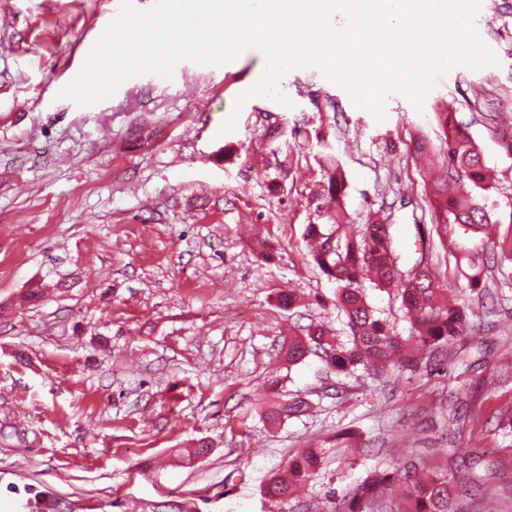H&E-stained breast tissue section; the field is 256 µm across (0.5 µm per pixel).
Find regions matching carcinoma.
Wrapping results in <instances>:
<instances>
[{
    "label": "carcinoma",
    "mask_w": 512,
    "mask_h": 512,
    "mask_svg": "<svg viewBox=\"0 0 512 512\" xmlns=\"http://www.w3.org/2000/svg\"><path fill=\"white\" fill-rule=\"evenodd\" d=\"M444 131L446 144L442 172L430 180L429 199L436 223L452 224L463 232H478L486 224L507 227L492 243L491 250L507 258L512 255V204L488 203L482 194L487 189V170L480 149L468 127L455 119L453 112L436 113ZM333 172L315 199L319 222L306 225V237L316 241L313 263L336 283V308L347 319L350 339L346 342L327 335L323 326L309 325L303 333L283 338L279 352L289 364H296L310 354L321 357L328 370L347 375L357 367L385 372L387 367L412 368L418 365L424 351L442 348L467 333L472 325L468 315L454 299L440 298L430 268L404 273L395 263L393 240L383 229V221H368L357 237L340 233L339 221L327 214L329 203L340 200L344 179ZM379 288H393L397 299L412 323L413 336H398L386 320L375 315L368 304L362 281ZM269 391L265 418L270 423L284 422L303 415L309 404L305 399H284L279 392V379L267 380ZM325 460V448H311L302 462L291 463L288 478L274 474L263 488L271 504L279 508L293 499L295 487L311 480ZM406 486V512H457L454 484L448 467L436 466L420 472L412 462L404 470H374L336 506L342 512H391L388 496L394 484Z\"/></svg>",
    "instance_id": "cac0c4a2"
}]
</instances>
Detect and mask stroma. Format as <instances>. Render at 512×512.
I'll use <instances>...</instances> for the list:
<instances>
[{"label":"stroma","mask_w":512,"mask_h":512,"mask_svg":"<svg viewBox=\"0 0 512 512\" xmlns=\"http://www.w3.org/2000/svg\"><path fill=\"white\" fill-rule=\"evenodd\" d=\"M119 7L0 0V512L42 498L52 512H269L270 475L344 432L355 447L328 452L296 495L309 512L416 457L464 493L480 481L463 512H512V262L492 266L488 232L434 223L427 196L445 150L435 115L450 110L492 197L512 199V0H481L476 19L499 66L452 68L419 108L391 95L381 122L315 66L281 79L287 103L250 95L265 67L252 49L132 78L92 106L60 97ZM333 160L343 231L388 219L398 267L426 261L474 315L447 354L348 376L279 357L310 323L347 332L304 238ZM289 290L300 304L285 310ZM273 374L308 414L265 421ZM202 438L210 453L183 459Z\"/></svg>","instance_id":"35a3bbf8"}]
</instances>
